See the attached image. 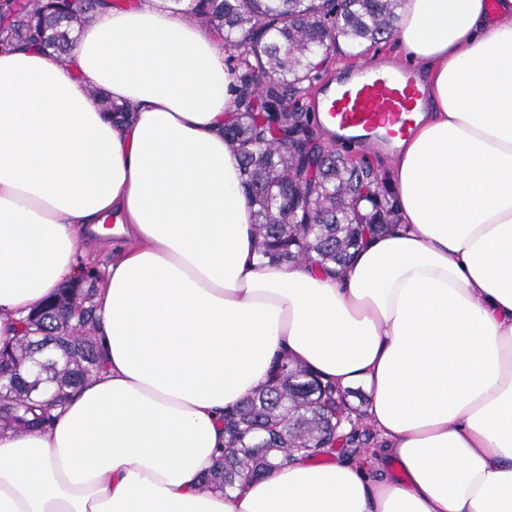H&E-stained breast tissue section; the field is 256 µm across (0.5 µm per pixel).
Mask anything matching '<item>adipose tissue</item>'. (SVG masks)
<instances>
[{
    "label": "adipose tissue",
    "mask_w": 512,
    "mask_h": 512,
    "mask_svg": "<svg viewBox=\"0 0 512 512\" xmlns=\"http://www.w3.org/2000/svg\"><path fill=\"white\" fill-rule=\"evenodd\" d=\"M221 38L100 0L62 57L0 46V344L81 239L115 248L104 368L50 430H0V512H512V0H404L425 97L390 157L398 224L342 267L260 256ZM284 356L367 387L391 467L204 489L225 412Z\"/></svg>",
    "instance_id": "1"
}]
</instances>
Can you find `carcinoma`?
I'll list each match as a JSON object with an SVG mask.
<instances>
[{
  "instance_id": "carcinoma-1",
  "label": "carcinoma",
  "mask_w": 512,
  "mask_h": 512,
  "mask_svg": "<svg viewBox=\"0 0 512 512\" xmlns=\"http://www.w3.org/2000/svg\"><path fill=\"white\" fill-rule=\"evenodd\" d=\"M192 10L224 28V47L242 70L224 136L240 157L244 187L254 208V231L262 257L278 263L346 264L366 234L398 220L385 178L365 156L319 146L327 160L312 172L309 140L294 136L310 125L302 99L326 72L339 39L379 44L396 30L400 0H191ZM86 15L68 12L65 0H0L1 43H42L65 52L70 31ZM50 314L24 320V333L0 347L13 363L0 384V429L48 430L56 402L39 400L41 384L53 383L58 399L97 375L103 357L90 326L92 295L64 288ZM39 375L28 379L33 362ZM347 392L326 384L288 357L253 396L224 415V450L202 476L203 487H236L252 476L285 465L297 455L315 457L325 448L344 453L366 446L345 432L341 419L356 411Z\"/></svg>"
}]
</instances>
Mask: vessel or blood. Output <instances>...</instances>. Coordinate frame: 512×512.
Instances as JSON below:
<instances>
[{"label": "vessel or blood", "mask_w": 512, "mask_h": 512, "mask_svg": "<svg viewBox=\"0 0 512 512\" xmlns=\"http://www.w3.org/2000/svg\"><path fill=\"white\" fill-rule=\"evenodd\" d=\"M422 98L414 70L398 66L382 70L366 64L346 75L340 87L316 103L344 131L364 137L366 146L393 142L410 130L409 114Z\"/></svg>", "instance_id": "1"}]
</instances>
